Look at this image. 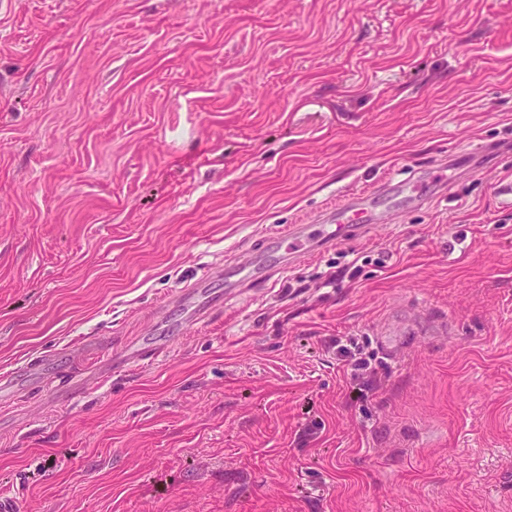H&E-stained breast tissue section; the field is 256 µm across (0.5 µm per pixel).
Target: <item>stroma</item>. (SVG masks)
<instances>
[{"label":"stroma","instance_id":"obj_1","mask_svg":"<svg viewBox=\"0 0 512 512\" xmlns=\"http://www.w3.org/2000/svg\"><path fill=\"white\" fill-rule=\"evenodd\" d=\"M411 177L389 222L157 332L194 278ZM504 180L512 0H0V373L61 388L0 404V494L512 512Z\"/></svg>","mask_w":512,"mask_h":512}]
</instances>
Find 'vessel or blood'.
Here are the masks:
<instances>
[{
  "mask_svg": "<svg viewBox=\"0 0 512 512\" xmlns=\"http://www.w3.org/2000/svg\"><path fill=\"white\" fill-rule=\"evenodd\" d=\"M377 218L370 197L360 196L351 204L328 213L320 224H292L275 236L273 242L263 243L252 249L248 255L227 272L225 285L241 287L254 277L267 274L266 257L273 244L284 245L285 250L278 257L280 266H288L300 255L335 243L336 240L357 232L372 224ZM207 279L201 278L179 291L176 302L189 311L194 320L202 321L212 311L223 305V296L210 293Z\"/></svg>",
  "mask_w": 512,
  "mask_h": 512,
  "instance_id": "obj_1",
  "label": "vessel or blood"
}]
</instances>
